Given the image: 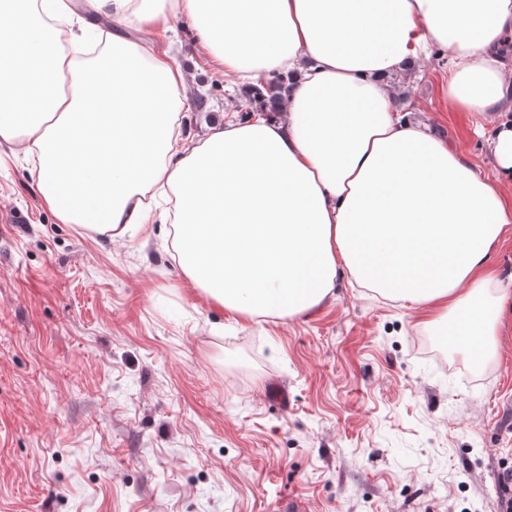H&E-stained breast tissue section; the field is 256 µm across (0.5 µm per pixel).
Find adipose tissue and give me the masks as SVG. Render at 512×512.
<instances>
[{
    "mask_svg": "<svg viewBox=\"0 0 512 512\" xmlns=\"http://www.w3.org/2000/svg\"><path fill=\"white\" fill-rule=\"evenodd\" d=\"M122 28L166 37L190 18L225 72L288 78L281 114L225 121L187 142L184 74L122 36L68 58L67 0H0V144H23L64 224L125 235L150 193H171L174 258L229 314L319 307L339 272L485 349L512 290L487 261L512 231V121L504 90L512 0H91ZM445 51L448 103L491 117L493 177L397 108L388 78ZM101 206L87 219L84 201Z\"/></svg>",
    "mask_w": 512,
    "mask_h": 512,
    "instance_id": "adipose-tissue-1",
    "label": "adipose tissue"
}]
</instances>
